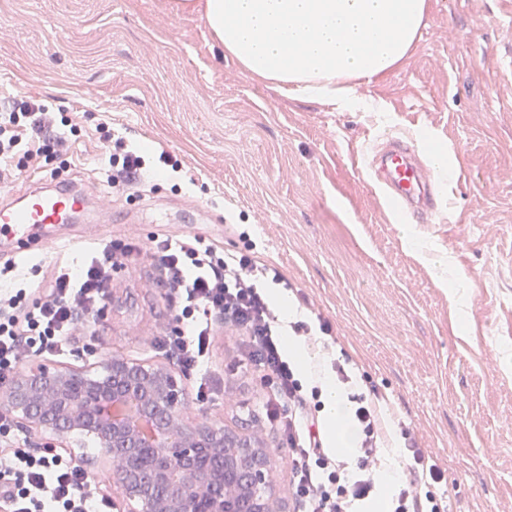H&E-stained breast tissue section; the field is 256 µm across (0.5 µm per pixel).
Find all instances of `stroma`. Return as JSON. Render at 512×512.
Here are the masks:
<instances>
[{
	"label": "stroma",
	"mask_w": 512,
	"mask_h": 512,
	"mask_svg": "<svg viewBox=\"0 0 512 512\" xmlns=\"http://www.w3.org/2000/svg\"><path fill=\"white\" fill-rule=\"evenodd\" d=\"M511 9L512 0H428L406 61L360 84V106L341 112L251 76L202 11L175 10L173 0H0V105L31 96L67 112L81 128L68 175L98 191V221L81 241L23 253L19 268L38 285L56 262L80 265L116 236L202 235L226 253L253 241L284 278L259 282L290 301L284 321L330 327L309 346L302 384L341 367L349 399L379 400L383 470L414 442L448 478L434 489L448 512H512V367L502 353L512 349V77L494 62L512 50ZM102 121L183 170L150 189L113 191L95 132ZM389 132L424 161L429 144L447 149L459 173L440 175L439 198L452 211L407 227L371 194L355 158ZM155 278L147 259L113 272L111 304L45 364L117 356L176 368L190 417L258 431L285 510L297 512L289 448L263 411L273 392L242 337L217 328L205 373L179 368L157 343L170 311ZM452 288L466 316L449 303Z\"/></svg>",
	"instance_id": "35a3bbf8"
}]
</instances>
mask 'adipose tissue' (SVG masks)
Wrapping results in <instances>:
<instances>
[{"instance_id": "obj_1", "label": "adipose tissue", "mask_w": 512, "mask_h": 512, "mask_svg": "<svg viewBox=\"0 0 512 512\" xmlns=\"http://www.w3.org/2000/svg\"><path fill=\"white\" fill-rule=\"evenodd\" d=\"M226 54L287 97L346 110L354 83L400 65L423 25L428 0H204Z\"/></svg>"}]
</instances>
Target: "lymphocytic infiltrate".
<instances>
[{
  "instance_id": "lymphocytic-infiltrate-1",
  "label": "lymphocytic infiltrate",
  "mask_w": 512,
  "mask_h": 512,
  "mask_svg": "<svg viewBox=\"0 0 512 512\" xmlns=\"http://www.w3.org/2000/svg\"><path fill=\"white\" fill-rule=\"evenodd\" d=\"M96 131L112 142L104 172L112 185H133L151 179L155 171L145 155L112 137L108 123ZM80 128L72 118L39 99L0 109V183L29 170L58 177L56 160L66 156ZM138 245L121 239L97 248L79 266L57 267L43 292H36L17 275L14 262L0 266V379L15 374L28 352L53 354L76 335L80 325L104 306L111 271L118 258H131ZM149 251L162 286L173 293L175 328L165 344L180 364L204 367L216 321L247 339L246 357L264 372L275 397L266 412L277 419L294 456L292 495L300 512H351L352 504L372 498L375 469L382 447V426L375 404L354 411L360 438L356 467L347 470L325 446L316 413L319 387H304L285 359L283 322L257 286L267 274L247 254L220 255L203 237L173 239L155 235ZM0 449L10 464L0 470V512H96L104 501L85 470L53 448H31L18 438L11 420L0 414ZM444 471L422 449H413L391 499V512H445L432 491L445 482Z\"/></svg>"
}]
</instances>
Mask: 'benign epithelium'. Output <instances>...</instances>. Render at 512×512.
Instances as JSON below:
<instances>
[{"label": "benign epithelium", "mask_w": 512, "mask_h": 512, "mask_svg": "<svg viewBox=\"0 0 512 512\" xmlns=\"http://www.w3.org/2000/svg\"><path fill=\"white\" fill-rule=\"evenodd\" d=\"M90 368L36 364L0 391V407L25 426L67 440L90 436L112 471L127 512H235L233 496H216L224 476L207 459L224 456V428L185 419L182 387L167 366H144L113 357ZM163 404L167 417L151 442L126 413L155 422L150 408ZM164 488L157 495L142 483V468ZM253 512H281L268 463L251 474Z\"/></svg>", "instance_id": "1"}]
</instances>
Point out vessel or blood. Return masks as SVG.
I'll list each match as a JSON object with an SVG mask.
<instances>
[{"label":"vessel or blood","mask_w":512,"mask_h":512,"mask_svg":"<svg viewBox=\"0 0 512 512\" xmlns=\"http://www.w3.org/2000/svg\"><path fill=\"white\" fill-rule=\"evenodd\" d=\"M366 161L383 199L395 201L407 216L417 218L436 208L434 174L409 142L387 135L384 146ZM90 201L74 183L31 180L14 200L0 202V256L29 250L42 254L69 241L77 221L88 215Z\"/></svg>","instance_id":"obj_1"}]
</instances>
